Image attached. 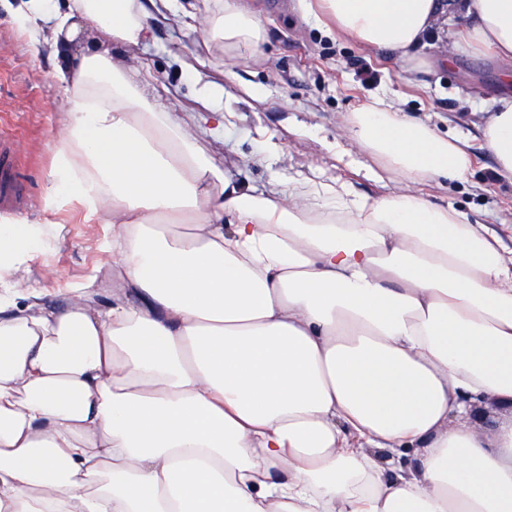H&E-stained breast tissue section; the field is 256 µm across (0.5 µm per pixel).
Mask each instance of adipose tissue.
Wrapping results in <instances>:
<instances>
[{
  "label": "adipose tissue",
  "mask_w": 512,
  "mask_h": 512,
  "mask_svg": "<svg viewBox=\"0 0 512 512\" xmlns=\"http://www.w3.org/2000/svg\"><path fill=\"white\" fill-rule=\"evenodd\" d=\"M22 0L21 30L65 96L44 197L112 230L110 303L0 289V512H512V250L416 187L463 182L460 140L375 100L346 130L401 189L235 183L193 120L155 112L133 53L141 0ZM315 26L394 53L406 74L456 13L512 62V0H304ZM258 49L241 4L199 21ZM512 180V94L482 131ZM41 236L0 225V273ZM490 400L487 433L474 419ZM386 452L379 462L375 451Z\"/></svg>",
  "instance_id": "ef3b65f1"
}]
</instances>
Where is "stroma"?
Here are the masks:
<instances>
[{
	"label": "stroma",
	"instance_id": "obj_1",
	"mask_svg": "<svg viewBox=\"0 0 512 512\" xmlns=\"http://www.w3.org/2000/svg\"><path fill=\"white\" fill-rule=\"evenodd\" d=\"M264 24L258 55L207 40L200 14L224 0H155L148 5L149 35L138 46V81L155 109L176 103L200 126L199 145L238 184L256 189L276 179L303 175L317 182L342 180L356 193L377 198L393 182L374 181L377 160L349 138L344 126L353 113L384 101L407 119L463 139L473 157L467 182L438 187L421 184L430 202L465 213L470 223L494 231L512 248V182L494 173V159L481 127V102L499 97L504 67L487 49L455 54L437 63L445 45L462 41L467 20L456 16L423 50L434 66L412 76L388 51L369 49L307 23L299 0H245ZM18 0H0V129L18 142L16 175L32 193L20 216L0 222L44 230L42 247L22 269L32 286L48 291L75 288L98 278V299L112 289L110 228L87 216L79 202L59 210L41 200L58 159L62 92L54 64L11 20ZM227 83L236 117L221 126L199 97L203 83Z\"/></svg>",
	"mask_w": 512,
	"mask_h": 512
}]
</instances>
